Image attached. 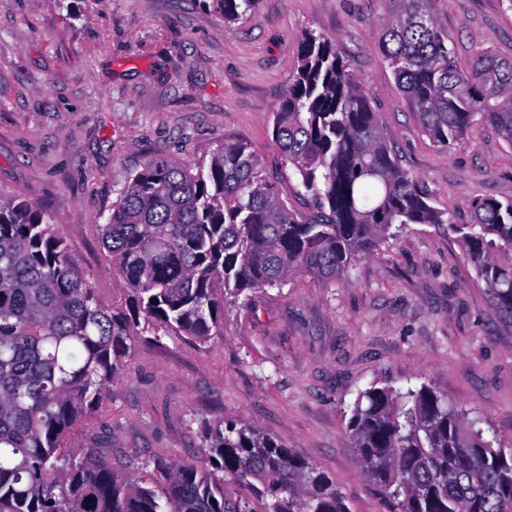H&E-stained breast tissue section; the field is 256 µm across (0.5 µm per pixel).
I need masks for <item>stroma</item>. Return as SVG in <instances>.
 I'll return each instance as SVG.
<instances>
[{
  "mask_svg": "<svg viewBox=\"0 0 512 512\" xmlns=\"http://www.w3.org/2000/svg\"><path fill=\"white\" fill-rule=\"evenodd\" d=\"M394 0H258L225 31L197 0H0V193L46 209L106 303L126 292L100 226L150 157L195 166L246 144L292 210L313 211L273 141V114L312 30L373 94L401 166L467 224L512 199V145L475 122L451 148L416 124L378 45ZM460 68L512 57V0H433ZM428 384L512 445V331L444 224H408L348 281L298 275L226 301L211 341L138 340L107 400L73 428L82 448L154 482L158 457L193 463L205 425L247 421L326 472L351 512H390L347 430L358 392Z\"/></svg>",
  "mask_w": 512,
  "mask_h": 512,
  "instance_id": "35a3bbf8",
  "label": "stroma"
}]
</instances>
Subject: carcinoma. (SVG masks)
Here are the masks:
<instances>
[{
    "label": "carcinoma",
    "instance_id": "carcinoma-1",
    "mask_svg": "<svg viewBox=\"0 0 512 512\" xmlns=\"http://www.w3.org/2000/svg\"><path fill=\"white\" fill-rule=\"evenodd\" d=\"M224 21L257 0H199ZM379 47L420 130L447 149L475 117L512 146V61L487 51L457 68L432 0H395ZM273 140L323 213L300 219L260 159L219 146L195 168L151 158L102 225L125 306L102 301L69 260L51 217L0 195V512H351L333 480L253 424L205 427L204 461L156 459L161 485L142 487L94 448L64 455L73 427L122 373L136 339L205 344L224 301L280 287L297 274L347 279L397 224L458 233L490 303L512 330V200L480 198L469 224L452 223L399 164L372 97L331 40L304 32L296 74L273 115ZM347 428L364 473L397 512H512V448L423 384L361 392ZM253 485L259 506L236 496Z\"/></svg>",
    "mask_w": 512,
    "mask_h": 512
}]
</instances>
